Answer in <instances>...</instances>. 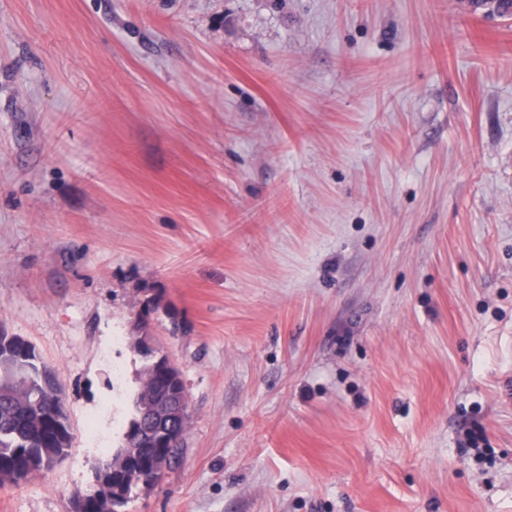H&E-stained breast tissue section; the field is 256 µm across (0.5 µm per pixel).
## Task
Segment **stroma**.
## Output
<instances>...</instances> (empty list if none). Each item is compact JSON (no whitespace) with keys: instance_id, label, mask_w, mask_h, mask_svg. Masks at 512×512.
<instances>
[{"instance_id":"stroma-1","label":"stroma","mask_w":512,"mask_h":512,"mask_svg":"<svg viewBox=\"0 0 512 512\" xmlns=\"http://www.w3.org/2000/svg\"><path fill=\"white\" fill-rule=\"evenodd\" d=\"M153 295L189 419L123 512H512V19L0 0V325L72 428L0 512L94 490Z\"/></svg>"}]
</instances>
